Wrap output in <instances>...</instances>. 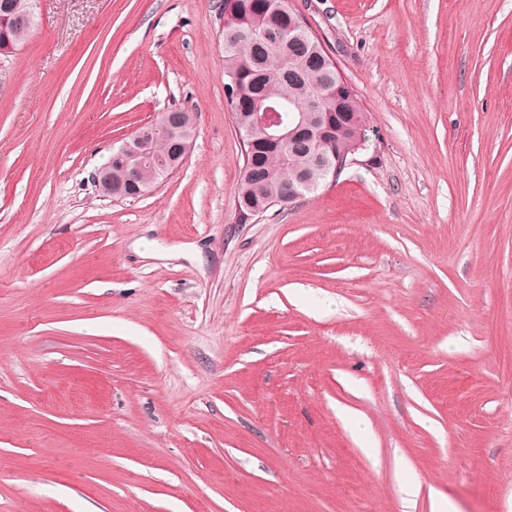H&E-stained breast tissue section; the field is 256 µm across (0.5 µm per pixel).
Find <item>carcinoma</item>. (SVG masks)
<instances>
[{
    "instance_id": "carcinoma-1",
    "label": "carcinoma",
    "mask_w": 512,
    "mask_h": 512,
    "mask_svg": "<svg viewBox=\"0 0 512 512\" xmlns=\"http://www.w3.org/2000/svg\"><path fill=\"white\" fill-rule=\"evenodd\" d=\"M224 82L230 87L228 106L232 116L247 123L257 98L279 102L297 112L312 93L324 96L323 111H336L331 93L334 80L329 77L327 54L312 36L291 41L280 48L262 42L258 35L274 32L288 36L298 22L289 0H224ZM35 24L9 23L8 37L17 48L29 37ZM341 110L354 113V120L341 137L337 150L348 152L365 143L367 115L357 98L341 104ZM316 150L299 140L285 143L275 154L244 153L243 173L237 188L238 221L249 207L261 208L292 201L288 188L311 171ZM112 186L134 192L120 162L111 158Z\"/></svg>"
}]
</instances>
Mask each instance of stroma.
<instances>
[{"label": "stroma", "mask_w": 512, "mask_h": 512, "mask_svg": "<svg viewBox=\"0 0 512 512\" xmlns=\"http://www.w3.org/2000/svg\"><path fill=\"white\" fill-rule=\"evenodd\" d=\"M290 4L366 144L246 224L222 0H39L0 55V512H512V0ZM171 110L182 165L98 193ZM115 152L107 164L112 165V172L108 167L101 168L93 178L97 190L105 197L112 198V187L120 188L127 193L134 192L133 184L126 179V172L122 170L119 161L114 159Z\"/></svg>", "instance_id": "1"}]
</instances>
